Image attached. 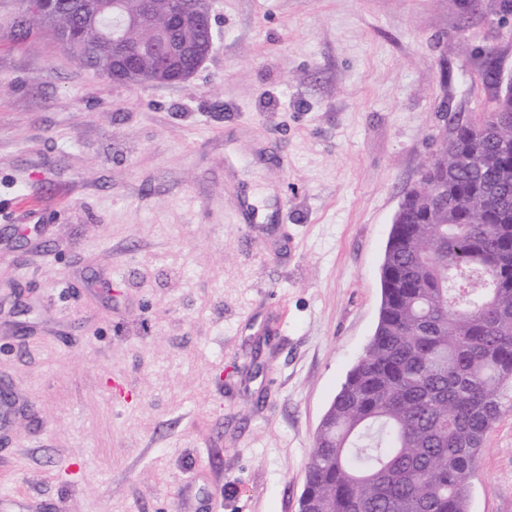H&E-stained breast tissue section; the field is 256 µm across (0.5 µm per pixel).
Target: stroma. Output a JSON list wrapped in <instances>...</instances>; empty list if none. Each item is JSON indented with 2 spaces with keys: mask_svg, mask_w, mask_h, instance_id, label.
Masks as SVG:
<instances>
[{
  "mask_svg": "<svg viewBox=\"0 0 512 512\" xmlns=\"http://www.w3.org/2000/svg\"><path fill=\"white\" fill-rule=\"evenodd\" d=\"M187 80L124 86L0 0V498L298 512L445 112L512 75L503 0H211ZM254 195L267 222L241 209ZM469 512H512V417Z\"/></svg>",
  "mask_w": 512,
  "mask_h": 512,
  "instance_id": "1",
  "label": "stroma"
}]
</instances>
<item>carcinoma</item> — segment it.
Listing matches in <instances>:
<instances>
[{"label": "carcinoma", "mask_w": 512, "mask_h": 512, "mask_svg": "<svg viewBox=\"0 0 512 512\" xmlns=\"http://www.w3.org/2000/svg\"><path fill=\"white\" fill-rule=\"evenodd\" d=\"M54 8L53 37L78 36L71 59L110 71L101 26L74 0ZM168 30L157 11L128 32L145 69ZM498 70L489 48L483 80ZM449 122L448 168L429 174L440 191L421 205L408 189L392 225L379 321L319 428L301 512H468L484 437L512 415V98ZM464 197L479 211L454 205Z\"/></svg>", "instance_id": "1"}]
</instances>
